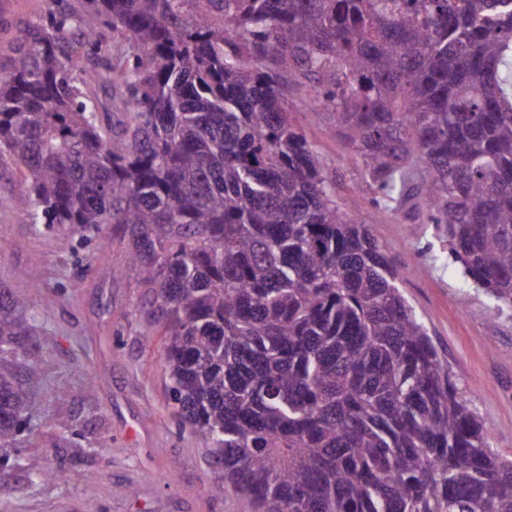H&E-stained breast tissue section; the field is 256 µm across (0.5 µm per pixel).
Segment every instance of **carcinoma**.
<instances>
[{"label": "carcinoma", "mask_w": 512, "mask_h": 512, "mask_svg": "<svg viewBox=\"0 0 512 512\" xmlns=\"http://www.w3.org/2000/svg\"><path fill=\"white\" fill-rule=\"evenodd\" d=\"M511 64L512 0H47L0 60V163L28 223L122 229L169 399L253 512H512V458L290 119L334 110L512 310ZM295 70L320 101L288 104ZM27 305L0 288V450L47 364Z\"/></svg>", "instance_id": "obj_1"}]
</instances>
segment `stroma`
Wrapping results in <instances>:
<instances>
[{"mask_svg":"<svg viewBox=\"0 0 512 512\" xmlns=\"http://www.w3.org/2000/svg\"><path fill=\"white\" fill-rule=\"evenodd\" d=\"M292 119L320 151L338 203L401 271L403 296L491 448L512 456V316L465 285L434 225L374 207L362 161L333 133L329 112ZM18 181L17 170L0 172V287L27 297L33 349L48 364L33 382L30 433L11 452L21 464L0 467V512H252L225 490L205 440L170 404L163 325L127 265V239L111 224L84 239L63 224L28 223L15 204ZM26 269L36 278H21ZM57 467L63 481L30 482Z\"/></svg>","mask_w":512,"mask_h":512,"instance_id":"obj_1","label":"stroma"}]
</instances>
